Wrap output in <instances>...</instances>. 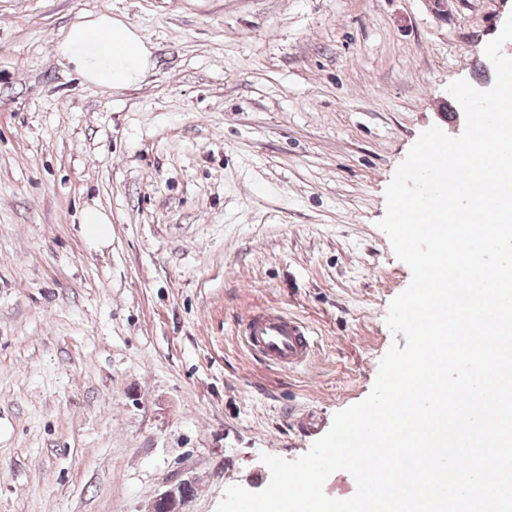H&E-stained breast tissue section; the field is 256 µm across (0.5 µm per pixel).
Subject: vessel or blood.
Segmentation results:
<instances>
[{"instance_id":"1","label":"vessel or blood","mask_w":512,"mask_h":512,"mask_svg":"<svg viewBox=\"0 0 512 512\" xmlns=\"http://www.w3.org/2000/svg\"><path fill=\"white\" fill-rule=\"evenodd\" d=\"M240 334L247 349L260 361L286 369L306 363L314 347L309 329L277 308L245 313Z\"/></svg>"}]
</instances>
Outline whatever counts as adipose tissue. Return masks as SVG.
<instances>
[{
  "instance_id": "obj_1",
  "label": "adipose tissue",
  "mask_w": 512,
  "mask_h": 512,
  "mask_svg": "<svg viewBox=\"0 0 512 512\" xmlns=\"http://www.w3.org/2000/svg\"><path fill=\"white\" fill-rule=\"evenodd\" d=\"M57 52L85 82L108 90L139 84L151 65L138 30L106 13L78 17Z\"/></svg>"
}]
</instances>
